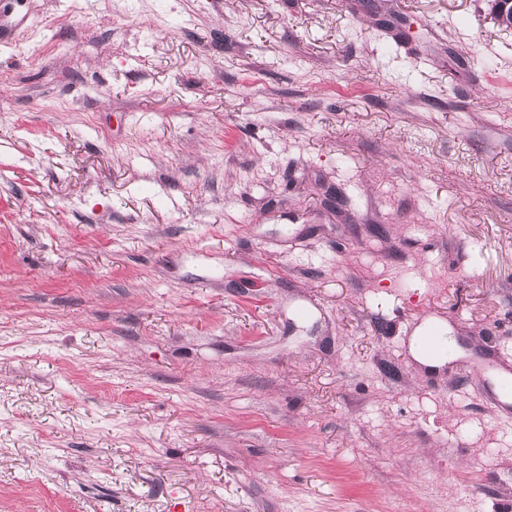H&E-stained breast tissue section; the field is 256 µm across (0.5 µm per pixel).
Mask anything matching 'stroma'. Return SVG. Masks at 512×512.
<instances>
[{"instance_id": "obj_1", "label": "stroma", "mask_w": 512, "mask_h": 512, "mask_svg": "<svg viewBox=\"0 0 512 512\" xmlns=\"http://www.w3.org/2000/svg\"><path fill=\"white\" fill-rule=\"evenodd\" d=\"M491 5L0 0V512H502ZM429 332L443 333V335L446 336L447 340L451 344L450 348L448 349V354L452 352L455 346V338L450 336V331L447 329V327L445 328L443 326H439L436 322L433 321H426L415 329L413 336L411 337L410 346L412 354L423 365L429 367H441L446 361H448V355L445 356V354H443L438 357H431L426 355L421 349V339L425 334Z\"/></svg>"}]
</instances>
